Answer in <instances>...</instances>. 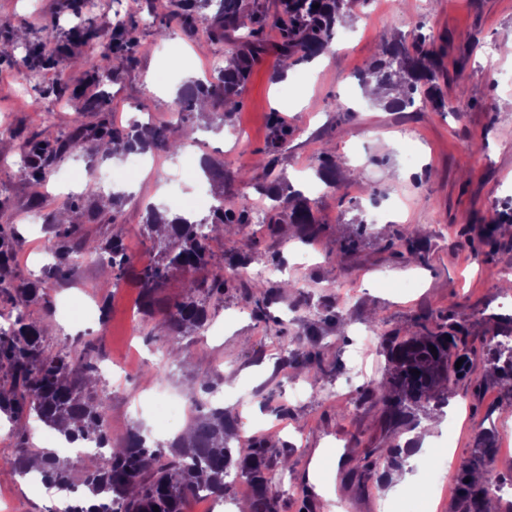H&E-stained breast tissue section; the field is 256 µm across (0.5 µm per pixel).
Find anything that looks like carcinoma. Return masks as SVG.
Masks as SVG:
<instances>
[{
	"label": "carcinoma",
	"instance_id": "carcinoma-1",
	"mask_svg": "<svg viewBox=\"0 0 512 512\" xmlns=\"http://www.w3.org/2000/svg\"><path fill=\"white\" fill-rule=\"evenodd\" d=\"M185 21H190V11L200 20H207V11L218 3L216 18L218 29H239L243 25L240 15L243 0H176ZM357 0H281V13L275 20L281 42L278 52L281 66L310 59L332 46L336 20L353 11ZM319 4L314 9L312 5ZM242 47L227 52L224 66L217 68L206 80H197L187 86L176 98L174 111L179 123H184L194 112L199 100L209 99L222 108L223 122L231 121L229 103L239 97L250 77L254 61L266 51L262 37L266 17L255 14ZM103 24L112 29V43L98 51L94 65V78L101 82L114 75L111 70L113 55L129 47L131 40L126 23ZM426 36L421 34L412 47L398 40L383 42L378 56L361 74L364 86L376 85L389 95L387 107L405 111L417 102L429 103L436 111L446 108L445 99L437 88L441 64L424 48ZM93 138L104 141L112 152L133 149L160 151L174 154L180 147L172 128L168 126H129L101 123L94 129L79 125L73 129L61 148L76 145ZM33 153L44 159L41 169L35 162H25L17 170L23 180L41 179L55 159L48 152V145H36ZM318 176L327 184L335 183L336 159L323 154L318 159ZM256 189L266 193L270 205L264 211L262 222L268 224H313L309 206L296 195L278 189L270 191L262 185ZM218 205L208 216L196 220L186 216L164 219L158 208L149 207L144 231L149 239L163 244L161 258L138 270L124 251L122 240L101 242L84 237L73 242L69 230H56L48 240L47 248L53 251L59 264L58 277H65L70 265L79 259L105 263L121 279L133 272V281L139 288L142 314L154 316L157 290L174 272L183 275V295L165 314L169 329L168 350L175 352L180 338L191 328L204 325L207 312L196 300L200 293L220 297L224 293V277L215 274L212 280L199 279L195 273L208 265L209 241L217 236L224 225L231 223L229 211L224 206V194L217 195ZM3 226L0 225V292H8L7 276L10 254L4 249ZM398 247L410 254L423 247L421 232L414 228L401 234L389 247ZM247 298L254 312L263 313L264 306L273 294V288L264 280L246 285ZM13 301L17 316L4 328L0 326V368H6L9 380L0 383V413L11 418L35 414L48 427L58 431L68 440L104 441L106 409L102 398L91 390L97 368L82 352L75 350L54 351L44 345L42 330L30 321L26 310L44 300L42 289L34 285L16 288ZM453 310L439 313L440 322L430 327L420 324V330L402 340L385 339L387 367L380 381L368 387L362 402L381 406L390 424H407L415 418L414 411L425 405L440 410L448 405L454 395L449 377L451 359L464 363L456 374L474 383L480 376L465 363L468 359L467 336L464 327L452 321ZM437 354L431 353V348ZM493 373L512 383V346L490 344ZM418 373H412V370ZM237 419L222 407L199 412L189 428V439L178 437L162 444L148 442L138 430L131 429L125 440L100 456L68 459L55 450L42 448L34 451L22 441L14 453L0 458V470L15 473L40 472L48 486L68 489L73 485L83 488L84 500L91 502L87 508L77 507L74 512H182L183 498L190 492L204 488L226 493L237 479H243L253 488L251 512H274L273 503L278 488L267 474L263 449L256 447L246 455L234 453L230 440L236 432ZM482 459L475 460L462 469L459 481L460 501L463 512H490L489 504L496 497L494 484L485 478L488 463L495 455V444L488 434L479 436Z\"/></svg>",
	"mask_w": 512,
	"mask_h": 512
}]
</instances>
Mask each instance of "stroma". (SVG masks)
Masks as SVG:
<instances>
[{"label": "stroma", "instance_id": "35a3bbf8", "mask_svg": "<svg viewBox=\"0 0 512 512\" xmlns=\"http://www.w3.org/2000/svg\"><path fill=\"white\" fill-rule=\"evenodd\" d=\"M97 12L78 9L76 0H0V210L11 228L5 243L11 253L13 284L40 281L48 305L29 308L52 349L83 348L95 339L93 362L120 366L112 379H98L112 419V439L134 426L161 440L179 436L188 423L170 429L157 417L158 400L175 398L216 403L226 394L242 396L235 412L241 428L232 447L265 443L266 457L280 493L275 512H336L341 496H383L388 512H444L456 501L452 478L479 457V432L512 439V386L489 373L488 339L502 331L512 313L500 303L512 277V224H499L498 212L512 202V58L499 55L489 71L487 53L512 41V0H405L384 7L382 0H359L340 31L347 45L290 66L288 81L278 76L279 34L272 21L280 0H244L246 12H263L268 23L266 52L255 63L231 124L217 112L194 114L188 121L194 140L177 154H156L135 180H127L124 156L101 153L86 140L62 151L45 178L16 177L31 143L61 140L75 123L97 127L108 120L166 122L173 107L166 88H181L223 65L239 44V32L216 35L198 22L174 24L178 53L157 55L155 29L172 6L162 0H96ZM122 12L134 22L127 59L117 61L113 80L93 79L95 52L74 29L87 27L97 13ZM413 39L429 38L442 64L439 79L446 111L419 107L394 112L367 98L357 76L379 49L384 31ZM40 64L38 80L21 83L18 63ZM60 66H50V59ZM279 118L288 141L275 146ZM477 154H469L470 143ZM336 156V187L314 191L321 154ZM223 163V178L204 171L203 159ZM272 163L281 185L301 186L315 217L314 234L301 227L283 233L281 225L258 221L228 224L209 243L211 262L240 256L236 276L227 277L223 299L205 298L208 322L184 334L181 354L162 353L169 336L162 312L183 295L182 277L173 274L156 295L152 320L140 311L132 278L114 281L110 267L85 260L67 278L54 277L57 260L42 251L66 203H74L72 239L90 235L121 238L134 267L157 257L158 248L143 232L147 203L182 212L191 204L195 217L208 214L216 194L226 205L262 202L256 182L259 159ZM250 171L247 185L241 171ZM107 173L109 185L97 196L87 181ZM116 205H109V198ZM40 211L42 227L27 217ZM499 224L496 249L485 244V227ZM427 237L422 255H398L386 244L408 227ZM275 265L276 291L255 317L246 286L257 270ZM453 310L466 325L470 364L480 384L455 379L454 396L435 422L434 440L415 449L401 466L377 464L363 475L353 472L359 458L387 447L390 436L380 408L359 398L385 372L383 337L408 335L420 316ZM367 348L366 374H352L351 350ZM210 381L212 394L202 393ZM305 389L295 399L296 389ZM458 417L455 443L444 448L448 421ZM54 448L55 431L30 433L0 414V457L20 442ZM289 471H281V458ZM0 498L10 512H48L50 495L42 486L0 478Z\"/></svg>", "mask_w": 512, "mask_h": 512}]
</instances>
